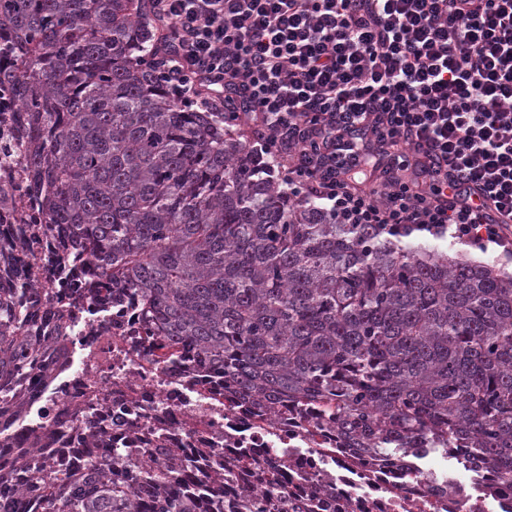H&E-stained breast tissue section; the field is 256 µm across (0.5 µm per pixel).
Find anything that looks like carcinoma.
I'll use <instances>...</instances> for the list:
<instances>
[{
	"label": "carcinoma",
	"instance_id": "obj_1",
	"mask_svg": "<svg viewBox=\"0 0 512 512\" xmlns=\"http://www.w3.org/2000/svg\"><path fill=\"white\" fill-rule=\"evenodd\" d=\"M150 0H0L17 41L9 78L34 138L29 189L45 226L94 256L98 287L140 297L169 359L188 349L224 392L265 414L314 412L358 459L428 474L456 461L468 485H512V275L394 235L338 224L281 188L226 113L164 80ZM21 288H0V377L30 344ZM89 465L46 472L43 512H224L214 491L176 493L193 466ZM0 487V512H23Z\"/></svg>",
	"mask_w": 512,
	"mask_h": 512
}]
</instances>
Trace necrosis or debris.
Wrapping results in <instances>:
<instances>
[{
  "label": "necrosis or debris",
  "mask_w": 512,
  "mask_h": 512,
  "mask_svg": "<svg viewBox=\"0 0 512 512\" xmlns=\"http://www.w3.org/2000/svg\"><path fill=\"white\" fill-rule=\"evenodd\" d=\"M28 141L18 98L0 88V288L16 289L31 343L26 376L0 379L10 390L0 399V473L28 512L42 500L37 465L77 480L89 447L100 459L116 448L151 464L161 448L191 459L197 478L223 475L225 512L259 500H310L318 512H461L475 503L448 500L393 464L353 463L335 430L316 431L313 418L280 407L257 419L225 399L223 377L194 355L167 362L137 300L107 296L93 261L67 265L70 239L44 232Z\"/></svg>",
  "instance_id": "4bbe7bcc"
}]
</instances>
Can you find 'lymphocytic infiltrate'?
I'll use <instances>...</instances> for the list:
<instances>
[{"instance_id": "lymphocytic-infiltrate-1", "label": "lymphocytic infiltrate", "mask_w": 512, "mask_h": 512, "mask_svg": "<svg viewBox=\"0 0 512 512\" xmlns=\"http://www.w3.org/2000/svg\"><path fill=\"white\" fill-rule=\"evenodd\" d=\"M182 95L230 98L340 224L512 256V0H152Z\"/></svg>"}]
</instances>
